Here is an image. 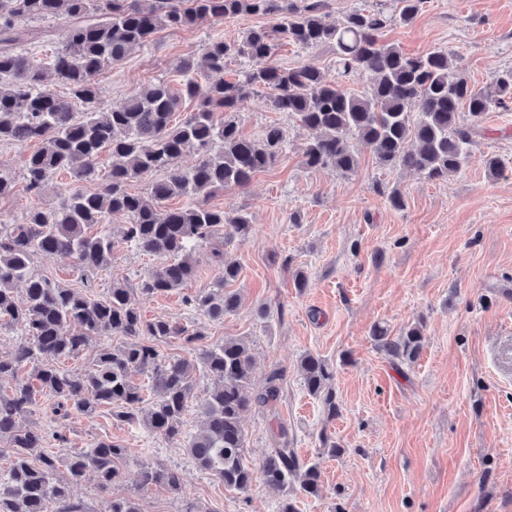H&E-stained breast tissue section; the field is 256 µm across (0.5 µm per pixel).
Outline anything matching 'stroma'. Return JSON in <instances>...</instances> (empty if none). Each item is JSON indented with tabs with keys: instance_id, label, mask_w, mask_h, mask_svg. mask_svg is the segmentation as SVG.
<instances>
[{
	"instance_id": "35a3bbf8",
	"label": "stroma",
	"mask_w": 512,
	"mask_h": 512,
	"mask_svg": "<svg viewBox=\"0 0 512 512\" xmlns=\"http://www.w3.org/2000/svg\"><path fill=\"white\" fill-rule=\"evenodd\" d=\"M266 23L259 16L203 18L161 31L96 76L100 101L119 105L158 80L178 85L183 58L199 55L211 39L237 41ZM382 38L409 54L448 50L472 83L491 87L512 70V0H426L411 23H393ZM267 96L262 89L237 104L239 131L256 140L266 126L280 125L288 132L285 149L248 187L207 199L209 206L251 215L247 236L228 240L219 230L211 244L223 245L225 259L239 265L230 288L241 293L242 306L213 321L185 305L184 294L216 286L211 246H204L184 290L146 301L143 314L179 319L201 331L206 345L247 339L255 385L271 368L282 370L275 411L252 408L244 415L245 454L259 463L274 445L273 419L287 426L291 447L321 471V495L296 494L298 512H512V109L487 113L466 166L432 181L380 166L358 140L356 172L306 168L301 147L309 131L272 110ZM36 148L0 145V173L15 183L0 211L17 220L32 205L54 206L59 184L70 180L61 173L40 197L26 193L24 160ZM490 156L504 162L507 177L489 175ZM382 186L400 188L405 208H390ZM295 212L297 224L289 221ZM114 254L111 267L93 278L96 295L116 279L136 285L158 263L120 240ZM32 270L64 287H83L73 258L40 253ZM298 270L308 277L301 291L293 285ZM417 321L425 339L411 364L388 357L370 336L378 323L396 334ZM308 353L335 372L334 419L303 386L298 365ZM36 401L31 419L49 434L47 446L58 457L102 439L122 444L121 478L111 492L137 495L141 512H184L190 501L205 512H278L281 496L263 481L244 494L225 488L177 444L114 419L109 409L73 413L61 426L51 418L52 398L40 394ZM61 428L63 444L53 437ZM323 433L341 446L340 455L324 452ZM147 462L177 468L182 493L139 491L138 472Z\"/></svg>"
}]
</instances>
